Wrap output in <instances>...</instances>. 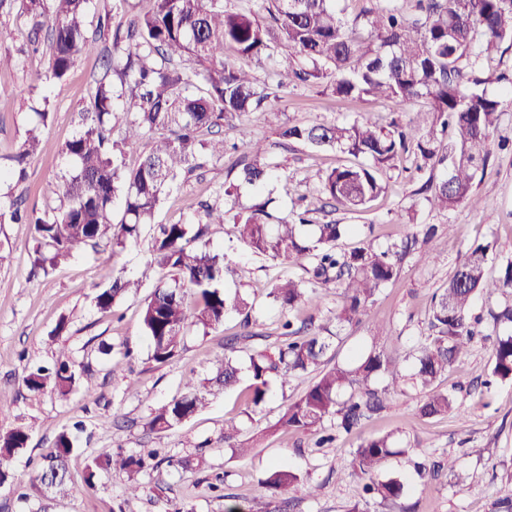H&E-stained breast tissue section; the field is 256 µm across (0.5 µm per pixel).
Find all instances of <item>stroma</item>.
Segmentation results:
<instances>
[{"instance_id": "obj_1", "label": "stroma", "mask_w": 512, "mask_h": 512, "mask_svg": "<svg viewBox=\"0 0 512 512\" xmlns=\"http://www.w3.org/2000/svg\"><path fill=\"white\" fill-rule=\"evenodd\" d=\"M5 53L12 55L14 64L0 70V83L13 86L15 93L0 99L1 168H9L32 126V99L48 97L52 106L41 129L43 147L27 161V180L13 189L28 207L41 210L51 202L49 184L66 165L61 148L78 130V114L89 102L93 78L102 71V56L82 57L64 82L46 81L49 49L32 52L12 16L0 17V54ZM422 108L419 101L340 99L313 83L278 89L275 97L244 118L252 138L265 142L266 160L275 168L262 189L244 184L237 194L225 195L242 163L250 159L248 149L238 145L174 183L136 242L118 252L85 250L46 274L33 268L31 227L0 226V400L11 406L10 414L0 417V431L21 424L29 432L26 448L6 464L10 478L0 487V512H34L41 506L48 512H170L177 505L188 512H224L231 505L244 512H267L270 497L264 481L277 464L304 476L315 489L310 497L298 488L281 493L282 512H348L362 500L368 481L352 465L354 448L364 437L389 432L407 448L385 469L386 476L401 478L406 485L405 512H492L499 497L512 494V383L483 385L498 334L489 313L512 303V293L475 299L470 314L482 322L469 353L448 369L444 386L455 392L459 408L446 416L419 417L416 409L423 395L409 387L352 431H337L335 422H326L324 431L333 440L320 448L311 434L269 432L285 398L296 397L312 383L309 373L285 384L271 380V397L258 411L248 410L237 392L217 391L209 395L206 407L167 433L145 429L152 409L183 392L186 379L201 383L214 376V361L223 355L228 339L240 337L242 359L265 341L277 340L283 314L269 296L276 280L291 278L315 290L316 301L302 303L293 312L297 320L311 321L312 332L335 329L342 304L339 288L315 284L308 265L252 254L231 235L229 225H215L208 246L224 254V287L247 300L251 323L243 325L242 315L229 313L214 329L190 330L169 362L151 361L141 311L155 281L142 279L141 273L158 225L195 222L197 204L204 200L234 213L264 201L269 211L285 218L301 197L316 193L326 172L355 164V157L336 149L315 151L300 142L283 143L269 126L267 113H280L282 122L291 125L349 124L363 115L383 125H404ZM445 175L443 167L409 152L385 164L386 190L366 209L329 207L317 214L320 224L356 225V233L339 241L342 250L358 246L365 237L384 249L409 233L437 228L424 248L406 255L400 277L379 289L368 320L343 330L342 343L330 353L332 362L343 363L353 352L376 348L410 364L428 334L433 295L446 285L468 249L476 243L489 245L493 271L512 259V99L503 103L490 157L477 175L471 198L439 212L420 188ZM116 276L141 279L142 285L119 302L116 314H101L93 297ZM62 319L68 326L60 333L56 326ZM374 324L383 326V334L371 335ZM246 332L252 333V340H243ZM63 356L80 373L79 387L64 400L50 392L30 393L24 385L29 371ZM228 420L236 423L239 441L251 446L247 458L234 457L225 448ZM78 421L86 428L87 440L70 459L71 491L65 498L49 499L37 478L42 458L57 434ZM104 448L135 457L159 450L154 467L137 476L138 494L128 493L124 472L101 474L96 490L86 488L87 460ZM200 451L206 456L203 469L174 466V459ZM449 459L455 464L451 472L443 467ZM458 473L465 476V486L456 485Z\"/></svg>"}]
</instances>
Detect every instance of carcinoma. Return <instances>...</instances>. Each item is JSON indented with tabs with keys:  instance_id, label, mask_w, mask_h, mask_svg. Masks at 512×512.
<instances>
[{
	"instance_id": "obj_1",
	"label": "carcinoma",
	"mask_w": 512,
	"mask_h": 512,
	"mask_svg": "<svg viewBox=\"0 0 512 512\" xmlns=\"http://www.w3.org/2000/svg\"><path fill=\"white\" fill-rule=\"evenodd\" d=\"M91 0H0V15L16 14L35 20L30 41H39L40 23L47 16L51 64L46 79L65 80L76 61L92 53L98 42L109 43L106 71L94 79L89 105L79 113L80 128L61 148L70 167L50 185L58 204L29 211L12 191L7 207H0V225L29 224L36 247L34 269L43 273L73 254L110 246L124 249L136 240L140 226L151 223L167 189L184 174L201 166L199 160L224 156V138H199V131L219 127L260 107L268 94L259 91V80L237 66L230 56L259 61L286 46L288 53L275 73L277 87L293 82H315L332 94L352 99L365 96L401 102L424 100L423 109L407 127L378 125L364 117L349 125H281L278 137L299 141L314 149L336 147L355 157H371L376 166L345 165L327 173L311 207L294 212L291 221L268 222L262 210L230 213L223 207L200 204L194 224H162L154 238L151 259L143 276L160 277L142 309V325L149 342L150 359L166 363L179 353L186 332L223 324L232 312H243L248 302L238 293L222 290L224 256L199 249L194 242L212 224H229L236 240L254 254L294 262L307 261L316 278L333 281L342 290L343 305L336 313L339 327L368 317V304L383 285L397 278L403 256L418 242L416 236L378 250L369 242L349 252L336 250V242L350 232L346 224H316L315 238L303 237L310 214L325 207L360 211L384 190L380 165L413 146L423 161L451 165L428 197L433 209H446L469 199L478 172L486 163L491 135L503 102L481 88L473 75L481 58L500 46H512V0H416L418 15L408 18L394 0H376L366 21L347 26L336 13L335 0H260L259 10L240 8L233 0H154L153 10L112 24V15L98 18L89 32L86 18ZM197 85V92H188ZM122 101L130 119L123 138H112L111 118L116 101ZM39 124L27 131L21 151L14 157L9 180H25L24 164L41 145L39 126L51 113L48 98L33 108ZM435 115L441 131L451 130L448 153L440 156L433 130L422 131L421 122ZM238 140L252 161L242 169L241 181L260 188L272 176L265 161L267 147L255 141L243 125L234 126ZM155 134L149 151L129 168L126 148L144 134ZM121 198L122 216L114 221L113 206ZM488 246L476 244L456 268L435 299L429 317V335L419 346L415 366L404 373L396 359L374 348L355 353L346 363L320 371L315 381L295 398H287L271 430L316 432L325 422L351 430L361 420L381 412L387 397L411 385L424 393L418 415L431 418L457 408L455 395L440 388L448 367L465 354L475 338L470 307L479 294L512 289V260L498 275L487 272ZM139 281L114 277L94 296L102 313H110ZM197 297L186 304V293ZM269 296L284 310L294 309L305 297L294 280L275 283ZM496 336L490 381L512 382V306L492 314ZM281 343L266 346L249 356L243 368L231 355L217 360L216 374L198 385L189 379L184 393L154 409L149 431L164 433L192 416L206 404L211 387L236 389L247 371L246 404L265 403L270 380H286L324 364L338 335H301L289 320L282 324ZM80 376L68 358L51 368L38 367L25 377L29 392L49 390L68 397ZM84 428L76 423L55 439V451L39 473L40 482L59 496L70 491L68 458L79 450ZM234 421L224 426V447L242 458L250 449L235 442ZM28 431L16 426L0 432V485L8 480L3 469L15 453L27 447ZM401 442L391 434L363 439L353 451V465L363 474L379 475L389 459L401 453ZM148 467L143 457L125 456L110 448L90 458L85 466L86 487H96L102 471L135 475ZM271 498L280 491L313 487L300 475L276 468L264 480ZM398 478L378 479L365 487L366 494L392 509L404 494Z\"/></svg>"
}]
</instances>
